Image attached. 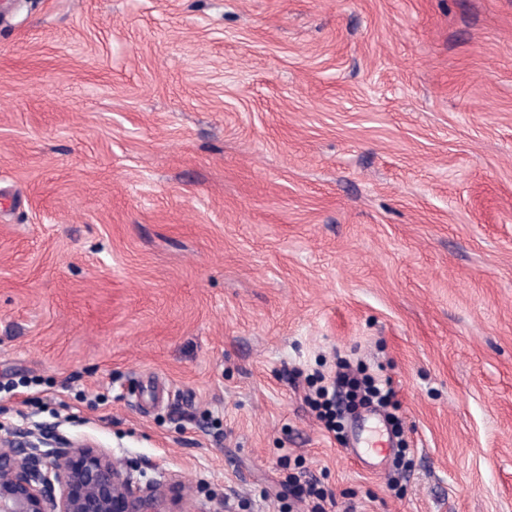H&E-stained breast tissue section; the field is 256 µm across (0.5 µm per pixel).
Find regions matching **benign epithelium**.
Returning a JSON list of instances; mask_svg holds the SVG:
<instances>
[{"instance_id":"7a95c632","label":"benign epithelium","mask_w":512,"mask_h":512,"mask_svg":"<svg viewBox=\"0 0 512 512\" xmlns=\"http://www.w3.org/2000/svg\"><path fill=\"white\" fill-rule=\"evenodd\" d=\"M171 488L143 483L109 453L52 431L0 439V512H172Z\"/></svg>"}]
</instances>
